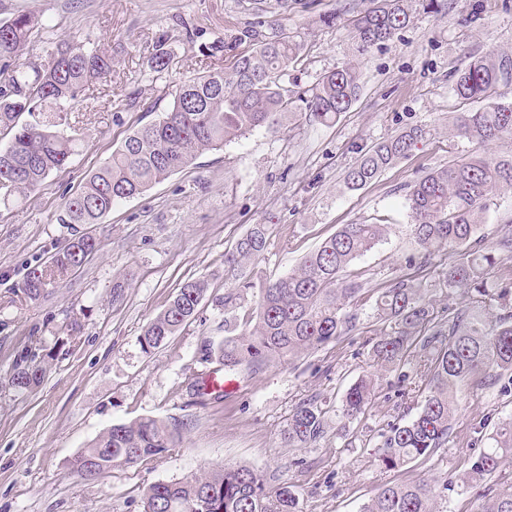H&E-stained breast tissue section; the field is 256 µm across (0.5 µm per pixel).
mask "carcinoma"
I'll return each mask as SVG.
<instances>
[{
  "label": "carcinoma",
  "instance_id": "carcinoma-1",
  "mask_svg": "<svg viewBox=\"0 0 512 512\" xmlns=\"http://www.w3.org/2000/svg\"><path fill=\"white\" fill-rule=\"evenodd\" d=\"M410 21L408 0H371V7L351 20L367 50L390 40ZM53 28L50 19L21 12L0 22V135L10 137L0 149V197L25 196L41 189L51 174L77 155L81 138L66 134L72 109L90 85L112 70V54L90 41H58L48 61L19 62L30 39ZM231 66L177 85L168 111L130 134L111 158L87 176L56 217L70 228L68 242L50 260L30 268L22 293L38 300L63 277L78 271L99 248L94 234L79 226L97 224L112 208L143 195L153 185L189 167L201 154L224 146L277 118L305 114L329 124L348 111L359 91L360 75L351 63L322 74L310 88L282 81L297 58L301 43L279 26L265 33L255 27L230 35ZM159 38L150 57L151 70L169 72L173 53ZM451 90L460 99L488 102L481 109L460 112L448 120L458 137L487 143L512 137V51H492L458 70ZM28 119L21 120L22 116ZM426 135L415 125L395 137L361 149L345 172L350 190L364 187L386 168L407 156ZM512 191V157L476 156L434 170L407 195L412 235L423 268L449 248L461 249L448 264L444 306L426 297L425 282L406 274L382 284L364 282L351 273L358 258L386 238L384 224H343L308 253L301 264L273 282L258 266L270 239L269 224H253L224 256L233 271L249 270V278L224 291L219 303L232 309L244 293L259 287L255 322L245 329L225 324L224 341L206 340L201 360H219L224 370L253 376L270 365L291 360L332 344L365 339L376 364L403 368L418 359L415 377L421 398L417 414L400 417L377 434L375 459L399 470L458 443L454 424L456 392L474 378L494 382L512 373V266H503L487 247L484 215L495 192ZM496 247L512 252V222L492 230ZM208 292L203 280L184 282L165 308L144 328L140 344L150 353L195 318ZM464 296L457 300V294ZM46 372L45 357L24 348L12 364L11 386L32 390ZM374 396L373 378L360 377L336 408L339 425L331 434L327 410L308 400L289 414L282 432L290 447L315 448L336 437L354 447L360 435L349 427L365 417ZM182 423L143 417L114 424L92 440L72 461L84 477L116 466L134 465L161 455L181 438ZM512 461V415L498 423L493 444L479 450L465 474L433 481H411L382 488L361 512H442L449 495L476 492L475 512H512V479L502 474ZM144 512H300L299 498L286 482L270 485L264 475L246 467H219L202 474L150 485Z\"/></svg>",
  "mask_w": 512,
  "mask_h": 512
}]
</instances>
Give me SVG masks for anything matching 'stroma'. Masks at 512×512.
Returning a JSON list of instances; mask_svg holds the SVG:
<instances>
[{"mask_svg": "<svg viewBox=\"0 0 512 512\" xmlns=\"http://www.w3.org/2000/svg\"><path fill=\"white\" fill-rule=\"evenodd\" d=\"M289 3L283 10L268 0L259 12L253 0H0V21L34 12L54 23L29 41L21 62H44L55 42L68 37L106 44L114 56L111 73L89 91L91 105H76L79 154L40 190L0 203V512H143L149 485L224 465L288 482L301 512H360L386 485L454 477L471 466V456L452 448L391 471L366 448L284 443L282 430L297 404L318 398L335 420L347 389L365 374L376 386L367 429L416 414L413 384L400 382L394 368L373 364L369 347L359 342L339 357L325 347L237 379L218 400L193 393L199 374L220 368L201 362L199 349L203 341L224 339L225 314L216 300L238 283L224 255L250 225L271 227L260 267L273 280L340 225H387L386 240L352 267L379 283L405 273L404 258L415 250L405 208L414 182L453 160L512 155V139L485 145L453 137L448 128L449 116L469 108L451 90L454 73L491 50H512V0H440L435 12L412 0L408 26L365 51L350 20L369 0ZM329 14L335 23H324ZM255 24L266 32L282 24L299 35L301 58L290 74L300 86L342 63L355 64L360 90L349 111L329 125L299 115L204 153L145 195L116 205L94 227L100 249L93 259L46 297L24 300L20 286L29 267L69 238L56 216L85 176L166 111L178 83L230 66L232 51L209 58L202 46ZM163 35L174 60L157 77L149 58ZM416 124L427 134L407 157L364 188L344 189L360 149ZM193 279L209 283L195 319L144 353L145 325ZM118 281L124 296L116 302ZM74 321L79 332L66 336ZM24 347L48 360L42 383L21 394L8 374ZM457 396V428L478 432L481 447L491 446L499 421L512 414V390L475 383ZM141 417L182 422L178 447L94 478L72 470V458L101 432ZM303 460L310 469L300 468Z\"/></svg>", "mask_w": 512, "mask_h": 512, "instance_id": "obj_1", "label": "stroma"}]
</instances>
